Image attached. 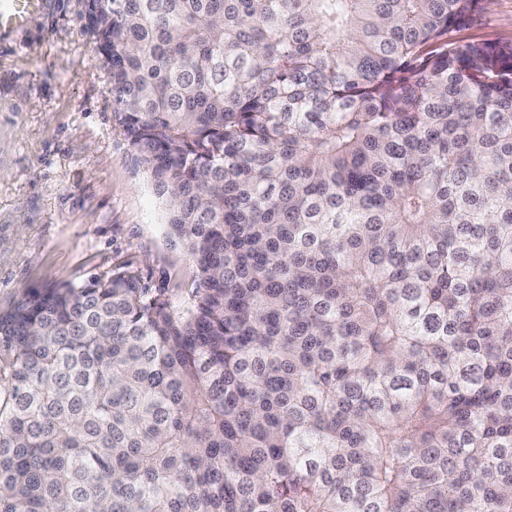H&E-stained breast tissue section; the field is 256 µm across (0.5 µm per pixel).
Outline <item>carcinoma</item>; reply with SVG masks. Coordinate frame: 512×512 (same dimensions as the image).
I'll list each match as a JSON object with an SVG mask.
<instances>
[{
  "label": "carcinoma",
  "mask_w": 512,
  "mask_h": 512,
  "mask_svg": "<svg viewBox=\"0 0 512 512\" xmlns=\"http://www.w3.org/2000/svg\"><path fill=\"white\" fill-rule=\"evenodd\" d=\"M484 0H90L197 279L0 310V512H512V41ZM484 10L467 29L448 34V40H512V0H488Z\"/></svg>",
  "instance_id": "1"
}]
</instances>
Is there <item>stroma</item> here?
I'll return each mask as SVG.
<instances>
[{
	"label": "stroma",
	"mask_w": 512,
	"mask_h": 512,
	"mask_svg": "<svg viewBox=\"0 0 512 512\" xmlns=\"http://www.w3.org/2000/svg\"><path fill=\"white\" fill-rule=\"evenodd\" d=\"M88 4L43 0L23 29L0 36V309L119 266L178 307L194 286L163 200L115 121ZM449 38L512 40V0H487Z\"/></svg>",
	"instance_id": "1"
}]
</instances>
